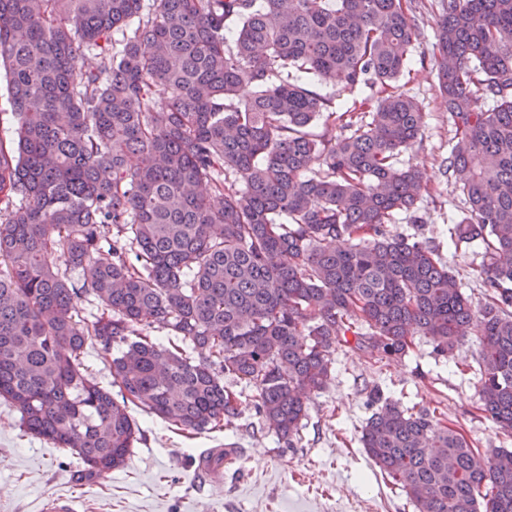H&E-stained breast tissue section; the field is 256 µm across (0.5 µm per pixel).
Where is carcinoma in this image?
Listing matches in <instances>:
<instances>
[{
	"label": "carcinoma",
	"mask_w": 512,
	"mask_h": 512,
	"mask_svg": "<svg viewBox=\"0 0 512 512\" xmlns=\"http://www.w3.org/2000/svg\"><path fill=\"white\" fill-rule=\"evenodd\" d=\"M440 6L445 164L467 204L453 234L489 258L477 307L431 241L387 229L420 222L427 191L394 163L422 127L397 85L411 0H0L18 116L0 144V399L79 460L76 481L125 464L130 404L194 432L237 417L226 378L290 445L337 348L390 360L417 335L442 357L476 337L478 410L512 438V0ZM293 70L378 97L338 116ZM322 115L341 125L311 134ZM92 339L117 348L109 388L81 371ZM371 399L360 444L417 512H512V450L483 458L430 409Z\"/></svg>",
	"instance_id": "carcinoma-1"
}]
</instances>
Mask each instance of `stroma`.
<instances>
[{
  "mask_svg": "<svg viewBox=\"0 0 512 512\" xmlns=\"http://www.w3.org/2000/svg\"><path fill=\"white\" fill-rule=\"evenodd\" d=\"M420 28L410 63L398 84L422 106L418 142L400 152V167L424 169L428 190L419 202L420 224L394 215L393 231L427 238L458 276L464 293L482 303L478 245L455 243L454 224L465 204L444 161L455 127L434 76L433 46L438 0H413ZM478 344L468 340L454 359L438 356L432 342L415 337L404 359L382 360L366 350L336 354V376L309 399L298 441L287 445L264 430L251 388L232 383L240 414L219 430L183 431L138 408L130 413L140 435L123 468L104 474L90 487L76 485L77 460L46 440L25 434L18 413L0 401V512H38L42 497L78 498L80 512H416L410 499L367 458L359 432L374 408L373 386L386 397L438 410L480 454L512 450V438L478 411ZM234 447L224 481L214 484L196 471L210 448Z\"/></svg>",
  "mask_w": 512,
  "mask_h": 512,
  "instance_id": "35a3bbf8",
  "label": "stroma"
}]
</instances>
